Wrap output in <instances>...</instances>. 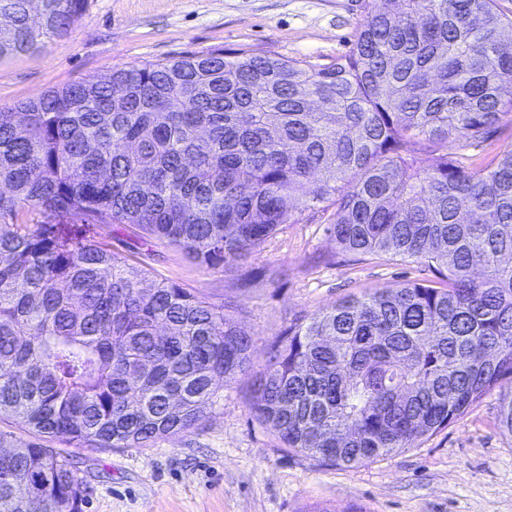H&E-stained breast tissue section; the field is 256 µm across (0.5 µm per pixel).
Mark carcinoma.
<instances>
[{
  "instance_id": "cac0c4a2",
  "label": "carcinoma",
  "mask_w": 512,
  "mask_h": 512,
  "mask_svg": "<svg viewBox=\"0 0 512 512\" xmlns=\"http://www.w3.org/2000/svg\"><path fill=\"white\" fill-rule=\"evenodd\" d=\"M0 0V57L67 36L87 0ZM332 66L240 50L116 68L0 106V512H83L76 448H137L199 424L253 374L250 410L284 447L351 467L411 448L512 383V18L495 0H372ZM329 214L345 253L424 262L288 326L252 372L224 306L148 281L119 236L241 261ZM511 144L512 124H510V122H508L507 119H504L503 125L494 134L492 139L489 141V144L485 146V151H482V149H474L473 147H467L457 150L456 152L458 153V155L465 154L466 156H468L469 162L478 159L479 156L485 158L486 161H489L491 160V158H493V156L496 153L503 150L504 148H507Z\"/></svg>"
}]
</instances>
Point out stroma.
Returning <instances> with one entry per match:
<instances>
[{
    "label": "stroma",
    "mask_w": 512,
    "mask_h": 512,
    "mask_svg": "<svg viewBox=\"0 0 512 512\" xmlns=\"http://www.w3.org/2000/svg\"><path fill=\"white\" fill-rule=\"evenodd\" d=\"M370 0H88L70 34L0 58V106L107 74L116 67L221 49L324 67L347 53ZM328 217L284 225L246 260L207 269L183 249L144 246L133 232L98 237L149 252L154 278L187 288L253 338L262 369L276 335L297 318L399 282L423 283L425 264L340 252ZM251 378L226 386L191 429L143 448H76L53 439L88 492L85 512H512V433L499 391L414 447L352 468L286 448L251 415Z\"/></svg>",
    "instance_id": "35a3bbf8"
}]
</instances>
